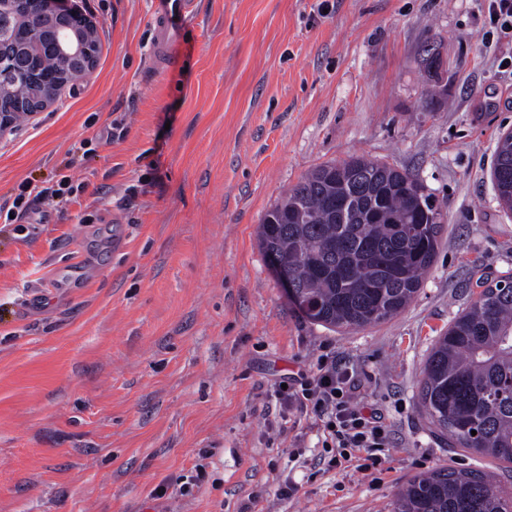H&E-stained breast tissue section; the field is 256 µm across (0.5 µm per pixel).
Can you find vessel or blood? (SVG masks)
I'll return each instance as SVG.
<instances>
[{
  "label": "vessel or blood",
  "mask_w": 512,
  "mask_h": 512,
  "mask_svg": "<svg viewBox=\"0 0 512 512\" xmlns=\"http://www.w3.org/2000/svg\"><path fill=\"white\" fill-rule=\"evenodd\" d=\"M196 13V0H151L154 41L149 63L153 71L160 73L178 65L176 48Z\"/></svg>",
  "instance_id": "1"
}]
</instances>
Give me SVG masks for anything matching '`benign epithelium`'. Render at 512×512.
<instances>
[{"label":"benign epithelium","mask_w":512,"mask_h":512,"mask_svg":"<svg viewBox=\"0 0 512 512\" xmlns=\"http://www.w3.org/2000/svg\"><path fill=\"white\" fill-rule=\"evenodd\" d=\"M42 23L51 31L45 43L15 46L21 34ZM0 137L14 126L15 116L30 117L75 92L95 69L103 46L96 24L72 0H0ZM54 55L57 65L44 68Z\"/></svg>","instance_id":"obj_1"}]
</instances>
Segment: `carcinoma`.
I'll list each match as a JSON object with an SVG mask.
<instances>
[{
  "label": "carcinoma",
  "mask_w": 512,
  "mask_h": 512,
  "mask_svg": "<svg viewBox=\"0 0 512 512\" xmlns=\"http://www.w3.org/2000/svg\"><path fill=\"white\" fill-rule=\"evenodd\" d=\"M490 176L512 212V131ZM440 209L407 170L352 156L316 167L264 216L258 245L286 266L307 320L362 328L400 314L432 266ZM420 406L451 447L512 463V276L486 286L433 344ZM476 434H471V431ZM393 512H512L490 475L467 468L413 476Z\"/></svg>",
  "instance_id": "1"
}]
</instances>
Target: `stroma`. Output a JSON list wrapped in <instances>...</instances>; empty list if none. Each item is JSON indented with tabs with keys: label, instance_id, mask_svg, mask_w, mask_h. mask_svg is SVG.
<instances>
[{
	"label": "stroma",
	"instance_id": "35a3bbf8",
	"mask_svg": "<svg viewBox=\"0 0 512 512\" xmlns=\"http://www.w3.org/2000/svg\"><path fill=\"white\" fill-rule=\"evenodd\" d=\"M80 2L97 67L0 138V206L28 182L84 186L0 220V512H391L441 468L495 473L512 496L507 464L449 447L419 409L437 336L512 276L490 177L512 42L483 41L484 0H201L166 74L149 67L151 0ZM356 155L415 175L443 229L404 311L328 329L257 232L309 170ZM74 256L80 278L59 276ZM326 353L395 430L375 468L326 466L313 419L275 408V385Z\"/></svg>",
	"mask_w": 512,
	"mask_h": 512
}]
</instances>
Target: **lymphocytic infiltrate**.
Here are the masks:
<instances>
[{
    "label": "lymphocytic infiltrate",
    "mask_w": 512,
    "mask_h": 512,
    "mask_svg": "<svg viewBox=\"0 0 512 512\" xmlns=\"http://www.w3.org/2000/svg\"><path fill=\"white\" fill-rule=\"evenodd\" d=\"M75 190L71 176H61L53 185H25L8 209L23 219L32 201L62 202ZM357 384L353 364L342 358L322 355L315 367L291 379L276 391L280 410L294 409L312 416L325 439L335 448H354L366 454L392 447V433L376 409L358 405L352 399Z\"/></svg>",
    "instance_id": "lymphocytic-infiltrate-1"
}]
</instances>
